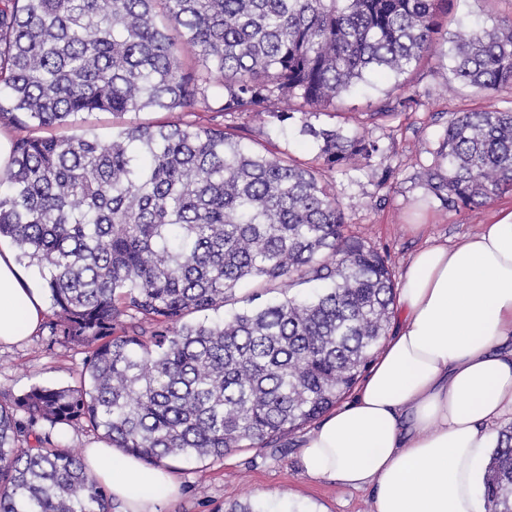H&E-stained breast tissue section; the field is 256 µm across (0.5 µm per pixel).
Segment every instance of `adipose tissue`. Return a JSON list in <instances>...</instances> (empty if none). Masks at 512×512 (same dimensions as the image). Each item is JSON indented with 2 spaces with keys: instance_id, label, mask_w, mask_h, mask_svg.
Here are the masks:
<instances>
[{
  "instance_id": "adipose-tissue-1",
  "label": "adipose tissue",
  "mask_w": 512,
  "mask_h": 512,
  "mask_svg": "<svg viewBox=\"0 0 512 512\" xmlns=\"http://www.w3.org/2000/svg\"><path fill=\"white\" fill-rule=\"evenodd\" d=\"M396 311L350 401L306 435L300 468L369 492L371 512H487L494 426L512 418V210L413 254ZM45 313L40 284L1 241L0 345L33 336ZM84 462L121 512H158L181 493L171 470L106 442Z\"/></svg>"
}]
</instances>
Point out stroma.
<instances>
[{"label": "stroma", "mask_w": 512, "mask_h": 512, "mask_svg": "<svg viewBox=\"0 0 512 512\" xmlns=\"http://www.w3.org/2000/svg\"><path fill=\"white\" fill-rule=\"evenodd\" d=\"M511 13L512 0H459L444 23L440 56L404 76L419 96L418 106L378 116V109L397 94L391 76L375 78L367 92L342 94L336 103V125L378 141L382 152L370 164L329 171L325 178L335 187L349 232L389 256L394 278H402L409 256L428 238L460 241L490 223L497 210L512 208L511 193L482 206L454 209L431 196L419 178L435 161L449 120L490 102L473 88L445 80L446 54L453 40L490 17ZM157 119L154 112L121 117L84 113L73 127L45 128L41 134L63 136L75 128L108 138L126 125ZM235 124L243 142H258L306 163L318 152L299 124H290L284 135L252 117L236 119ZM83 362L81 350L52 342L49 327H42L19 344L0 347V397H19L36 385H76ZM305 435L301 429L283 437L276 447L246 446L221 459L173 463L181 496L174 503L161 502L158 512H214L233 500L259 503L266 512H370L369 492L302 474L298 453Z\"/></svg>", "instance_id": "stroma-1"}]
</instances>
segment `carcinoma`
<instances>
[{"instance_id":"obj_1","label":"carcinoma","mask_w":512,"mask_h":512,"mask_svg":"<svg viewBox=\"0 0 512 512\" xmlns=\"http://www.w3.org/2000/svg\"><path fill=\"white\" fill-rule=\"evenodd\" d=\"M454 0H0V124L177 112L103 139L19 137L0 172V238L46 271L54 340L84 350L76 386L0 400V512H109L83 423L152 466L222 459L316 420L358 382L394 303L387 258L346 234L317 167L185 117L300 115L329 171L380 153L309 117L370 72L437 54ZM455 79L512 88V15L456 36ZM420 178L453 207L512 192V107L460 112ZM309 291L216 321L244 282ZM36 434L37 446L22 445ZM512 512V424L486 467Z\"/></svg>"}]
</instances>
